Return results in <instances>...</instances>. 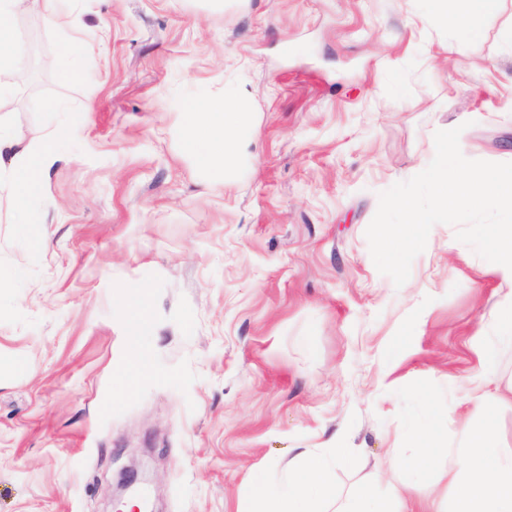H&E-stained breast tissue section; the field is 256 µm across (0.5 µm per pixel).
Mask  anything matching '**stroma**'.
<instances>
[{
	"mask_svg": "<svg viewBox=\"0 0 512 512\" xmlns=\"http://www.w3.org/2000/svg\"><path fill=\"white\" fill-rule=\"evenodd\" d=\"M16 17L37 79L7 109L64 128L29 207L34 252L0 191V512H112L131 468L155 512H241L307 448L347 449L326 512L369 484L448 512L447 449L490 426L512 450V285L434 225L395 286L371 257L378 195L462 127L469 159L512 162V0L483 35L444 31L430 0H61ZM73 46L62 77L59 48ZM247 91L253 133L225 182L183 146L186 105ZM152 330L136 342L126 298ZM494 345L493 382L464 402ZM148 370L115 376L133 348ZM430 438L438 452L416 463ZM126 307L128 311V318L130 322L133 324L135 330L139 333V335H143V327H147L150 332L151 320L149 308L148 303L142 292L130 294L126 301Z\"/></svg>",
	"mask_w": 512,
	"mask_h": 512,
	"instance_id": "35a3bbf8",
	"label": "stroma"
}]
</instances>
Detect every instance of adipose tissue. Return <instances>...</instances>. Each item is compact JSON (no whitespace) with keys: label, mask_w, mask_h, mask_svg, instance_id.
Here are the masks:
<instances>
[{"label":"adipose tissue","mask_w":512,"mask_h":512,"mask_svg":"<svg viewBox=\"0 0 512 512\" xmlns=\"http://www.w3.org/2000/svg\"><path fill=\"white\" fill-rule=\"evenodd\" d=\"M433 24L479 35L497 12V0H432ZM58 0H0V100L23 81L27 65L17 51L12 18L37 8L47 22H55ZM246 93L219 101L194 103L188 112L185 145L196 166L217 178L234 169L248 126ZM63 131L44 130L27 138L0 118V183L6 184L14 207L27 212L30 200L43 188L47 170L56 162V145ZM464 445L448 469L454 492L451 512H512V454H501L491 445L483 427L463 429ZM345 456L341 448H314L297 454L288 463V474L279 480H260L253 486L245 512H320L332 498L330 474Z\"/></svg>","instance_id":"ef3b65f1"}]
</instances>
